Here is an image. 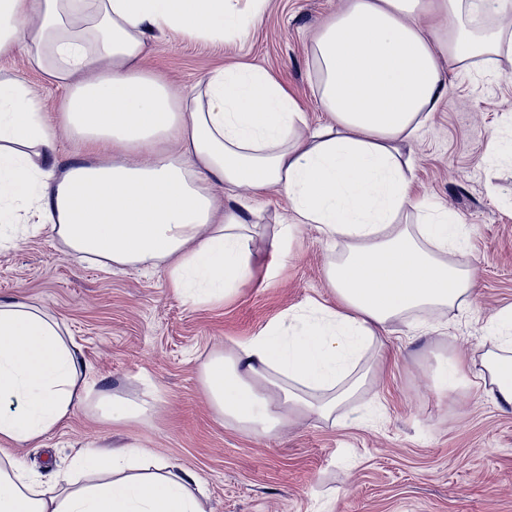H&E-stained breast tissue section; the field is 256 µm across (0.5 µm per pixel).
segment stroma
I'll use <instances>...</instances> for the list:
<instances>
[{"label":"stroma","instance_id":"obj_1","mask_svg":"<svg viewBox=\"0 0 512 512\" xmlns=\"http://www.w3.org/2000/svg\"><path fill=\"white\" fill-rule=\"evenodd\" d=\"M344 0H270L240 41L178 33L151 43L142 61L183 91L234 64L269 71L322 122L312 30ZM0 78L32 89L45 112L62 92L23 51L0 57ZM497 157H489L491 143ZM415 184L468 229L476 294L468 317H449L445 338L408 341L394 326L381 379L335 419H302L260 438L220 421L199 372L211 352L257 333L288 310L331 302L327 263L340 245L312 226L273 251L291 211L285 194L258 196L251 227L254 275L224 301L193 306L164 269H106L69 256L53 233L0 238V302L46 311L77 345L99 388L131 400L153 388L158 411L115 425L94 405L77 410L41 441L6 448L42 481L87 446L135 443L202 481L206 512H512V410L470 387L445 394L432 373L452 353L476 354L488 317L512 305V55L493 74H449L448 91L413 145Z\"/></svg>","mask_w":512,"mask_h":512}]
</instances>
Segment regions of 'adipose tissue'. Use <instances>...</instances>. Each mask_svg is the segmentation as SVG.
I'll return each mask as SVG.
<instances>
[{"label":"adipose tissue","mask_w":512,"mask_h":512,"mask_svg":"<svg viewBox=\"0 0 512 512\" xmlns=\"http://www.w3.org/2000/svg\"><path fill=\"white\" fill-rule=\"evenodd\" d=\"M0 0V56L24 50L65 90L57 115L0 80V226L50 230L69 255L106 267L164 268L187 302H219L252 276L251 195L284 193L280 230L315 227L343 249L325 276L335 305L289 310L213 352L201 383L218 417L259 437L328 419L377 380L395 324L448 334L474 293L464 226L415 195L405 147L448 89L446 69L493 71L512 32L485 20L512 0H347L311 38L324 122L310 124L273 74L235 65L193 93L141 61L156 35L232 41L269 0ZM427 26H419L418 17ZM79 146L60 155L59 140ZM480 357H451L441 390L480 385L512 407V307L486 324ZM97 395L106 417H148L94 391L60 323L0 303V446L39 441ZM9 408H2V401ZM200 481L133 448H86L52 485L0 458V512H204Z\"/></svg>","instance_id":"obj_1"}]
</instances>
